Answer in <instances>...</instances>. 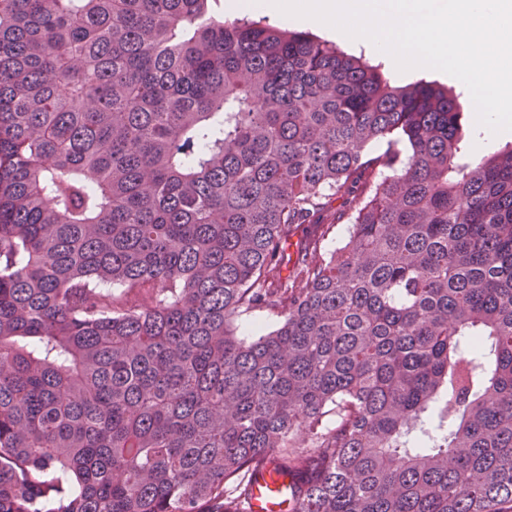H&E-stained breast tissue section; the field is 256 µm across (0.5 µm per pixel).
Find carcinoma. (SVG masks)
Segmentation results:
<instances>
[{
	"label": "carcinoma",
	"mask_w": 512,
	"mask_h": 512,
	"mask_svg": "<svg viewBox=\"0 0 512 512\" xmlns=\"http://www.w3.org/2000/svg\"><path fill=\"white\" fill-rule=\"evenodd\" d=\"M466 154L263 17L0 0V512H250L266 464L291 512H512V145Z\"/></svg>",
	"instance_id": "1"
}]
</instances>
